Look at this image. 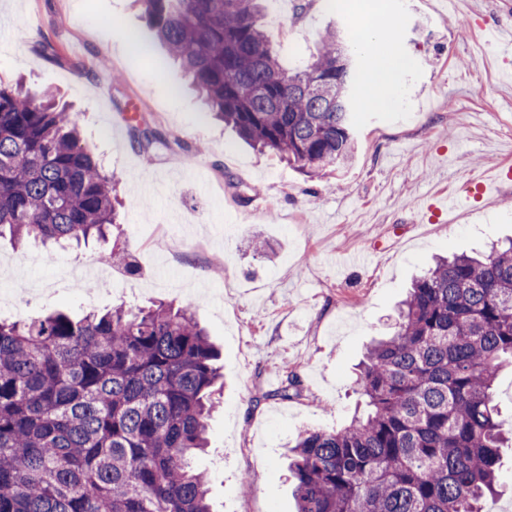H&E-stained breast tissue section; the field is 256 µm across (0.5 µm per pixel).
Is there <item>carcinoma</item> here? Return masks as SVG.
Masks as SVG:
<instances>
[{
  "mask_svg": "<svg viewBox=\"0 0 512 512\" xmlns=\"http://www.w3.org/2000/svg\"><path fill=\"white\" fill-rule=\"evenodd\" d=\"M156 38L247 142L317 175L352 156V52L334 29L285 67L268 0H140ZM112 176L47 89L0 85V238L115 224ZM218 352L187 308L0 320V512H212L190 459L219 407ZM512 368V240L416 279L356 377L368 412L292 449L297 512H483ZM497 401L502 413L506 419V429H509L512 423V369L503 370L496 382Z\"/></svg>",
  "mask_w": 512,
  "mask_h": 512,
  "instance_id": "cac0c4a2",
  "label": "carcinoma"
}]
</instances>
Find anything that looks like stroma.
<instances>
[{
  "instance_id": "stroma-1",
  "label": "stroma",
  "mask_w": 512,
  "mask_h": 512,
  "mask_svg": "<svg viewBox=\"0 0 512 512\" xmlns=\"http://www.w3.org/2000/svg\"><path fill=\"white\" fill-rule=\"evenodd\" d=\"M289 2L271 27L285 64L309 60L326 29L351 34L369 21L404 61L389 105L357 112L352 160L313 178L206 117L132 0H0V82L53 91L122 201L105 241L49 252L0 239V292L32 297L0 318L190 307L224 374L210 448L194 460L214 512H297L288 451L305 430L342 428L358 412L357 365L412 280L435 257L512 238V180L442 224L414 211L424 196L467 195L475 172L512 167L501 80L512 57L479 40L485 22L512 20V0H458L445 12L438 0H350L341 13L327 0ZM44 40L60 61L40 52ZM254 235L268 253L249 248ZM114 246L135 273L103 262ZM286 367L299 396L278 394Z\"/></svg>"
}]
</instances>
